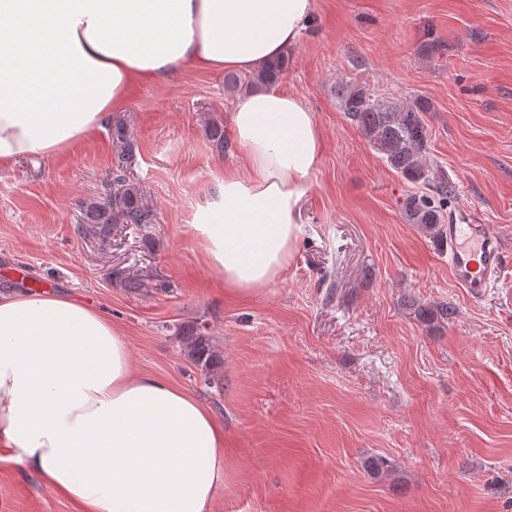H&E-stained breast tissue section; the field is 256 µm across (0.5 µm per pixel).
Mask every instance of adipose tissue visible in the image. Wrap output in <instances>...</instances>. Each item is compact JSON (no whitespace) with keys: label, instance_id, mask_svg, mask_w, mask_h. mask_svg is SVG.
I'll list each match as a JSON object with an SVG mask.
<instances>
[{"label":"adipose tissue","instance_id":"obj_1","mask_svg":"<svg viewBox=\"0 0 512 512\" xmlns=\"http://www.w3.org/2000/svg\"><path fill=\"white\" fill-rule=\"evenodd\" d=\"M315 0H0V165L87 141L131 87L185 63L253 72L294 46ZM242 165L191 227L229 292L288 263L323 135L298 96L241 98ZM0 446L82 512H209L224 430L195 397L135 370L127 340L54 291L0 296Z\"/></svg>","mask_w":512,"mask_h":512}]
</instances>
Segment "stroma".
I'll return each instance as SVG.
<instances>
[{
  "label": "stroma",
  "instance_id": "obj_1",
  "mask_svg": "<svg viewBox=\"0 0 512 512\" xmlns=\"http://www.w3.org/2000/svg\"><path fill=\"white\" fill-rule=\"evenodd\" d=\"M438 51L427 48L429 40ZM277 88L304 100L323 158L283 274L226 293L190 227L216 171L234 170L206 126L239 98L221 72L187 65L136 85L85 143L0 166V285L45 287L100 310L136 370L176 384L224 426V486L210 512H512V264L484 297L458 288L448 254L403 202L389 168L342 111L341 83L426 99L427 160L449 209L495 225L512 253V0H316ZM127 123L151 240L101 238L82 205L105 198ZM130 275L138 289L126 288ZM445 303L429 326L406 302ZM205 325L207 376L174 330ZM383 458L387 468L370 470ZM0 512H81L0 447Z\"/></svg>",
  "mask_w": 512,
  "mask_h": 512
}]
</instances>
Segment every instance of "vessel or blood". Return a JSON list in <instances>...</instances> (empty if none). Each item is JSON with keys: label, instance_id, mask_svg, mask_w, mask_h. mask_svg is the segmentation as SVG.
I'll return each mask as SVG.
<instances>
[{"label": "vessel or blood", "instance_id": "b4317fda", "mask_svg": "<svg viewBox=\"0 0 512 512\" xmlns=\"http://www.w3.org/2000/svg\"><path fill=\"white\" fill-rule=\"evenodd\" d=\"M442 234L448 243V269L469 296L483 297L506 259L503 238L491 224H461L449 215Z\"/></svg>", "mask_w": 512, "mask_h": 512}]
</instances>
